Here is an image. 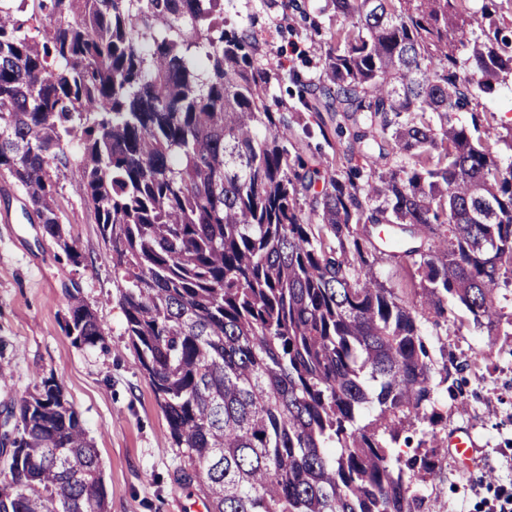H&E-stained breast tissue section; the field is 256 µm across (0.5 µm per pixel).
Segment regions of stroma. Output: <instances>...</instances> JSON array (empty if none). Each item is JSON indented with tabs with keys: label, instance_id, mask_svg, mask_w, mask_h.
<instances>
[{
	"label": "stroma",
	"instance_id": "35a3bbf8",
	"mask_svg": "<svg viewBox=\"0 0 512 512\" xmlns=\"http://www.w3.org/2000/svg\"><path fill=\"white\" fill-rule=\"evenodd\" d=\"M227 23L251 31L260 61L280 66L283 77H317L319 60L335 45L331 34L344 25L329 0H223ZM303 157L332 167L344 163L346 140L305 134L293 126L288 137ZM79 147L57 172L63 222L84 260L72 265L42 234L22 191L0 177V362L11 373L0 378V420L43 378L60 381L79 411L99 452L108 512H185L198 500L197 484L179 480L192 465L171 447L164 413L141 373L125 335V318L112 280V260L96 215L72 183ZM370 272L399 296L413 299L421 277L408 258L390 249L375 252ZM79 290L104 329L95 346L75 347L65 332L68 293ZM436 371H447L436 407L435 428L443 449L435 479L414 482L421 512H491L498 493H512V325L495 331L476 327L456 302L448 304V326L420 320ZM471 430L477 442L463 465L448 441Z\"/></svg>",
	"mask_w": 512,
	"mask_h": 512
}]
</instances>
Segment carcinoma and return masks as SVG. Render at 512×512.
Returning a JSON list of instances; mask_svg holds the SVG:
<instances>
[{
    "label": "carcinoma",
    "mask_w": 512,
    "mask_h": 512,
    "mask_svg": "<svg viewBox=\"0 0 512 512\" xmlns=\"http://www.w3.org/2000/svg\"><path fill=\"white\" fill-rule=\"evenodd\" d=\"M511 1L482 0L477 35L468 0H332L348 25L323 76L293 78L369 162L332 171L289 151L279 70L226 27L222 0H0V175L78 266L51 172L80 136L75 190L206 512H419L411 482L441 449H392L440 419L419 315L448 325L451 297L494 331L512 276V160L497 150L512 152V125L491 141L472 107L512 88ZM369 224L419 256L417 301L368 274ZM65 331L78 347L103 337L77 289ZM10 417L0 512H107L61 383Z\"/></svg>",
    "instance_id": "obj_1"
}]
</instances>
